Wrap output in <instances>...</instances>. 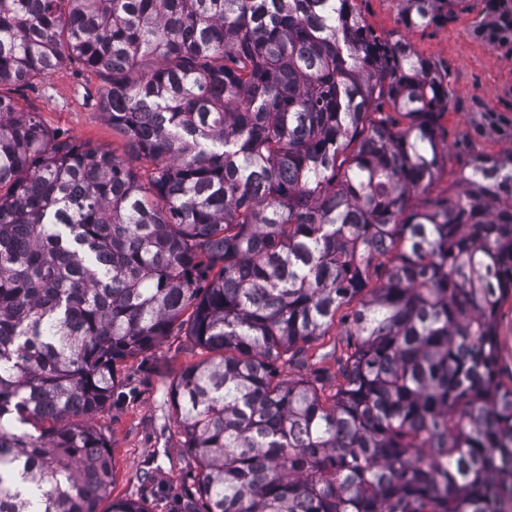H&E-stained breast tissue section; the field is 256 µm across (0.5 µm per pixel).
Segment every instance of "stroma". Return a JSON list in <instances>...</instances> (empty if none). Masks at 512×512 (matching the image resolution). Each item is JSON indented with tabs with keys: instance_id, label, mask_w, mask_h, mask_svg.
<instances>
[{
	"instance_id": "1",
	"label": "stroma",
	"mask_w": 512,
	"mask_h": 512,
	"mask_svg": "<svg viewBox=\"0 0 512 512\" xmlns=\"http://www.w3.org/2000/svg\"><path fill=\"white\" fill-rule=\"evenodd\" d=\"M356 5L378 35L404 37L418 55L448 75L457 104L440 121L444 164L433 193L456 191L468 149L512 153V140L485 128L482 121L488 110L512 115V50L490 47L471 33L484 12L482 0H463L452 20L413 30L400 21L399 0H356ZM106 87L101 75L72 64L29 86L2 85L0 94L37 113L48 128L136 164L126 138L97 107ZM206 358L180 333L121 364L123 398L89 419L112 448L114 480L108 499L142 498L151 512H175L191 459L182 448L183 435L166 402L167 392L182 369Z\"/></svg>"
}]
</instances>
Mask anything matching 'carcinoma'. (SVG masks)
<instances>
[{"mask_svg":"<svg viewBox=\"0 0 512 512\" xmlns=\"http://www.w3.org/2000/svg\"><path fill=\"white\" fill-rule=\"evenodd\" d=\"M474 34L512 48V0ZM67 61L142 166L0 95V512H98L80 419L175 331L212 354L169 392L178 512H512V153L429 195L446 75L355 0H0V86ZM500 368L504 381L512 375V301L505 303L499 313Z\"/></svg>","mask_w":512,"mask_h":512,"instance_id":"1","label":"carcinoma"}]
</instances>
